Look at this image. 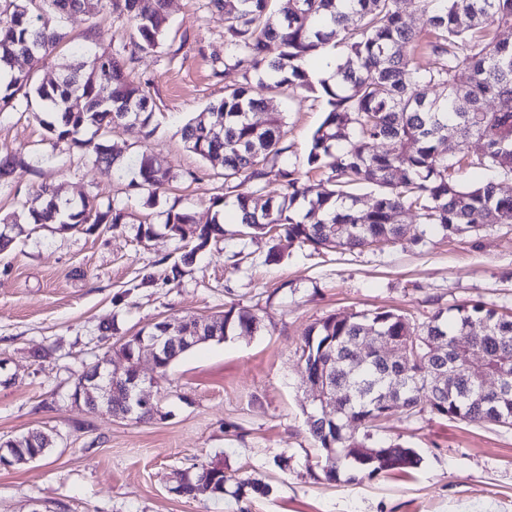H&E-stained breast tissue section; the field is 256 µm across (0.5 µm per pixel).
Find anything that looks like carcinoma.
I'll return each instance as SVG.
<instances>
[{
  "mask_svg": "<svg viewBox=\"0 0 512 512\" xmlns=\"http://www.w3.org/2000/svg\"><path fill=\"white\" fill-rule=\"evenodd\" d=\"M225 18L224 73L241 79L225 86L224 98L189 119L182 127L186 148L203 159L220 157L224 184L237 191L240 224L250 235L288 237L289 242L315 251H354L376 242L403 238L422 240L401 222L407 210H416L420 223L444 235L457 236L482 224H512V194L494 181L464 187L454 177L465 166H483L512 177V43L498 39L512 29V0H415L424 19L418 29L394 8L395 0H237ZM124 14L131 24L135 46L146 54L160 48L169 35L167 0H0V111L11 106L18 93L35 95L43 111L57 117L42 120L52 147L61 143L85 149L98 163L115 164L108 146L95 136L121 127L142 138L154 132V112L140 85L130 81L123 65L108 50L76 62L61 64V72L40 83L29 73L12 68L17 56L40 66L55 54L65 35L53 23L68 11L95 15L106 7ZM340 47L333 75L318 79L309 69L317 52ZM468 81L458 82L460 73ZM112 86V98L101 96ZM268 89L300 90L326 100L321 124L312 135L306 169L278 165L288 151L283 145V116L270 113L264 125L251 114L267 108L254 85ZM93 130V136L79 135ZM458 142L457 157L448 158V138ZM476 139L482 154L472 158L467 145ZM389 141L393 149L376 152L374 143ZM323 169L326 183L313 184L309 172ZM137 179L131 186L149 196L174 179L170 168L153 154L136 158ZM278 178L284 194L273 201L263 195L269 177ZM373 188L368 207L358 204L357 191ZM316 195L315 205L297 212L300 200ZM28 214L35 224H57L62 230L87 224H121L126 208L116 203L101 208L93 198L72 204L61 187L44 184ZM18 216L0 218V252L13 242L8 228ZM194 223L184 209L172 205L164 229L193 246L171 267L178 281L198 251L224 236L218 218L188 236L180 225ZM261 330L259 318L246 308L224 311L220 337L252 336ZM366 336L381 338L378 350L361 346ZM444 336L448 348L431 353L424 340ZM469 339L480 353V369L465 365V355L454 341ZM416 351L408 390L397 397L396 411L408 415L425 409L450 420L473 424H501L512 419V313L481 302L455 308V315L439 308L417 322L391 309L332 314L308 328L300 350L308 354L313 373L336 384L346 395L344 412L334 421L308 420L309 432L325 455L336 449L341 466L323 473L337 482L341 470L359 478L404 472L416 467L420 455L399 444L373 447L348 429L352 420L373 427L385 420L382 395L397 372L389 345ZM335 359V369L326 368ZM453 371L445 390L429 386L428 376L440 367ZM498 374L506 389L479 392V378ZM17 453L43 457L55 445L51 431L36 430L13 437ZM185 498L195 486L215 484L219 499L226 494L224 469L210 464L193 467Z\"/></svg>",
  "mask_w": 512,
  "mask_h": 512,
  "instance_id": "carcinoma-1",
  "label": "carcinoma"
}]
</instances>
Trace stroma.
<instances>
[{
    "label": "stroma",
    "instance_id": "stroma-1",
    "mask_svg": "<svg viewBox=\"0 0 512 512\" xmlns=\"http://www.w3.org/2000/svg\"><path fill=\"white\" fill-rule=\"evenodd\" d=\"M169 36L157 52H135L124 18L105 10L73 13L59 27L66 45L35 80L51 75L70 48H106L129 59L128 72L154 108L150 139L116 129L106 137L117 166L78 149L52 147L35 114L36 98L0 112V156L21 154L25 167L0 180V216L20 214L11 248L0 253V440L51 429L56 445L20 468L0 467V512H512V426L466 424L424 411L399 414L357 439L417 449L419 468L351 482L322 478L324 459L307 426L312 405L298 347L304 331L328 315L376 308L414 316L471 301L512 310V224H485L453 238L428 232L353 252H313L280 239L267 259L266 239L240 236L232 213L224 236L198 252L178 281L168 273L183 244L163 229L172 204L210 223L214 197L234 204L222 160L189 151L182 126L223 99L229 82L224 12L211 0H168ZM281 113L289 150L280 163L304 166L323 118L324 99L265 91ZM157 155L174 174L149 198L132 188L133 157ZM63 198L93 196L124 205L122 224L58 230L26 216L41 185ZM155 233L142 238V223ZM153 284L140 287L142 275ZM262 323L252 336L198 345L154 392L163 417L136 423L76 406L77 376L108 347L166 318L206 316L231 306ZM223 465L231 482L259 480L269 495L188 500L171 493L172 470Z\"/></svg>",
    "mask_w": 512,
    "mask_h": 512
}]
</instances>
